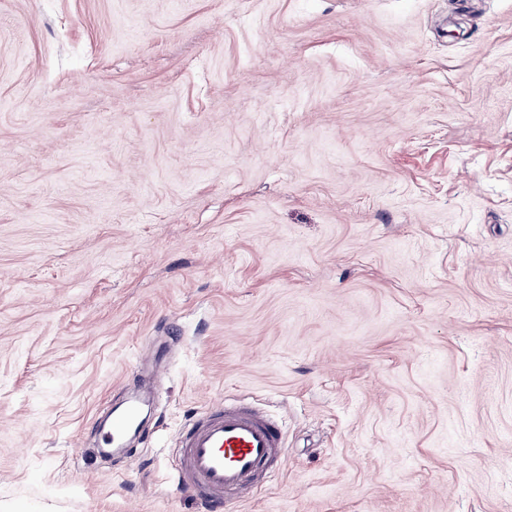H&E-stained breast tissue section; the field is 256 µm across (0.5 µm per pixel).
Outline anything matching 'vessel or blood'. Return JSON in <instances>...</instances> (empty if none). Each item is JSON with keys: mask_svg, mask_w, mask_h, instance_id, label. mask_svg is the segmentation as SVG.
Returning <instances> with one entry per match:
<instances>
[{"mask_svg": "<svg viewBox=\"0 0 512 512\" xmlns=\"http://www.w3.org/2000/svg\"><path fill=\"white\" fill-rule=\"evenodd\" d=\"M144 432L140 405L132 401L113 415L103 445L116 450L125 447L129 435ZM179 447L180 479L203 512H231L276 467L285 438L270 415L250 403L227 400L188 422Z\"/></svg>", "mask_w": 512, "mask_h": 512, "instance_id": "1", "label": "vessel or blood"}]
</instances>
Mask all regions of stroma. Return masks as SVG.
<instances>
[{
	"mask_svg": "<svg viewBox=\"0 0 512 512\" xmlns=\"http://www.w3.org/2000/svg\"><path fill=\"white\" fill-rule=\"evenodd\" d=\"M512 0H0V512H512ZM165 370L126 459L99 423ZM179 447L183 485L204 511L222 512L250 497L286 446L277 420L250 403L224 399L184 426Z\"/></svg>",
	"mask_w": 512,
	"mask_h": 512,
	"instance_id": "obj_1",
	"label": "stroma"
}]
</instances>
